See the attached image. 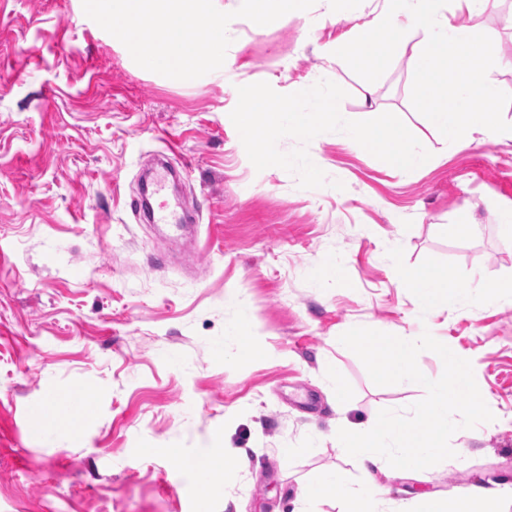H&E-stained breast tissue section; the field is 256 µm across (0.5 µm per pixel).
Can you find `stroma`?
<instances>
[{"label": "stroma", "mask_w": 512, "mask_h": 512, "mask_svg": "<svg viewBox=\"0 0 512 512\" xmlns=\"http://www.w3.org/2000/svg\"><path fill=\"white\" fill-rule=\"evenodd\" d=\"M389 0H316L259 26L234 19L217 77L179 81L138 66L82 0H0V512H359L373 482L385 512H512V306L434 303L399 271L435 268L449 287L512 282V141L449 145L411 103L410 55L370 83L331 66ZM493 41L491 79L512 94V0L462 16ZM344 112L399 116L432 154L414 176L330 132L307 146L326 185L256 170L230 113L239 86L288 94L325 70ZM181 187L164 200L189 228L137 220L128 202L169 143ZM472 225L464 239L449 225ZM250 335L223 346L237 303ZM430 332L471 362L493 422L458 430L454 458L417 473L363 465L345 423L425 397L375 385L339 341L354 327ZM96 402L73 431L56 397ZM207 454L213 466L188 469Z\"/></svg>", "instance_id": "obj_1"}]
</instances>
